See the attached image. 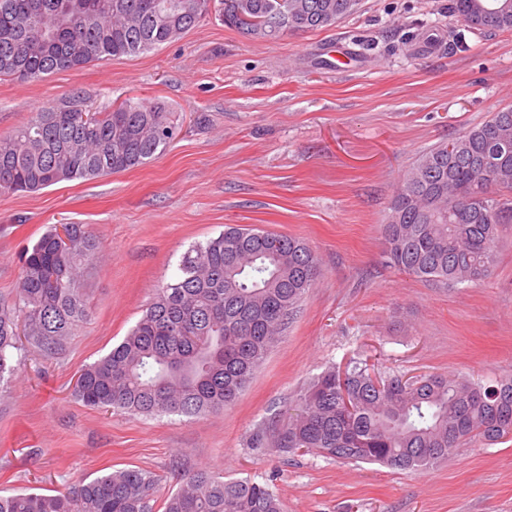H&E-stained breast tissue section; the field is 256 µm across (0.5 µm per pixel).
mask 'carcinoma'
Here are the masks:
<instances>
[{
    "mask_svg": "<svg viewBox=\"0 0 512 512\" xmlns=\"http://www.w3.org/2000/svg\"><path fill=\"white\" fill-rule=\"evenodd\" d=\"M219 17L247 37L275 40L322 30L360 0H219ZM210 0H0V77L36 82L58 71L132 56L180 39ZM82 24L63 30L66 11ZM483 30H512V0H448V16ZM175 135L159 103L124 101L105 112L76 91L0 136V194L145 165ZM512 107L423 153L403 176L382 225L385 263L445 285L492 272L512 223ZM98 244L82 224L45 232L24 250L12 301H0V383L16 372L17 339L59 353L88 318L81 272ZM321 273L304 241L228 226L181 257L123 340L83 368L75 394L93 408L131 416H198L234 405ZM512 437V375L494 385L456 374L382 378L363 362L328 367L276 413L250 446L270 455L318 453L400 470L428 469L466 442ZM155 478L117 469L54 494H0V512H154ZM164 512H282L268 483L185 473Z\"/></svg>",
    "mask_w": 512,
    "mask_h": 512,
    "instance_id": "obj_1",
    "label": "carcinoma"
}]
</instances>
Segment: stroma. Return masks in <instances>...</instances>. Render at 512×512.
Segmentation results:
<instances>
[{
  "mask_svg": "<svg viewBox=\"0 0 512 512\" xmlns=\"http://www.w3.org/2000/svg\"><path fill=\"white\" fill-rule=\"evenodd\" d=\"M449 52L448 0H361L336 26L255 40L217 13L174 43L37 82L0 78V136L77 89L102 111L166 105L170 146L144 166L0 195V298L24 247L84 224L100 245L90 317L47 358L28 346L0 389V490H62L119 468L158 477L155 512L200 468L270 483L284 512H512V439L470 443L427 470L253 451L250 434L287 413L329 366L385 375H512V224L491 275L448 286L384 264L382 224L418 156L512 107V31L466 30ZM237 224L296 237L321 275L236 404L201 417L85 406L80 369L142 316L182 255Z\"/></svg>",
  "mask_w": 512,
  "mask_h": 512,
  "instance_id": "obj_1",
  "label": "stroma"
}]
</instances>
